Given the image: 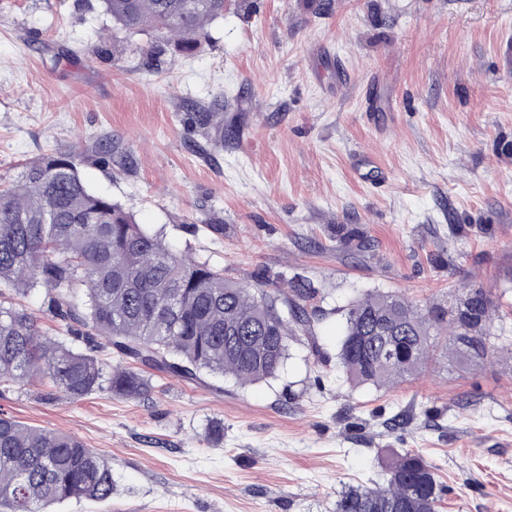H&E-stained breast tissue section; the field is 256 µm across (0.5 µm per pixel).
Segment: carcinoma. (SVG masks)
<instances>
[{
  "instance_id": "obj_1",
  "label": "carcinoma",
  "mask_w": 512,
  "mask_h": 512,
  "mask_svg": "<svg viewBox=\"0 0 512 512\" xmlns=\"http://www.w3.org/2000/svg\"><path fill=\"white\" fill-rule=\"evenodd\" d=\"M112 23L151 30L193 53L224 0H102ZM18 296L44 290L43 309L60 326L47 335L24 305L0 304V385L48 380L58 397L97 393L141 399L138 366L196 382L227 377L239 385L274 377L293 332L307 330L306 278L270 292L224 278L206 261L173 253L159 232L137 224L83 181L72 153L27 163L0 189V288ZM336 359L348 382L392 387L417 377L443 337L468 360L488 356L502 336L493 302L476 285L448 306L422 307L396 291L351 301ZM111 350L116 365L100 354ZM112 464L78 438L0 417V512H50L64 501L112 498ZM435 467L415 453L395 455L385 484L349 487L336 512H437Z\"/></svg>"
}]
</instances>
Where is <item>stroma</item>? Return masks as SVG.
<instances>
[{"label":"stroma","instance_id":"35a3bbf8","mask_svg":"<svg viewBox=\"0 0 512 512\" xmlns=\"http://www.w3.org/2000/svg\"><path fill=\"white\" fill-rule=\"evenodd\" d=\"M152 39L113 28L100 0H0V187L76 152L88 187L174 251L243 282L306 276L328 314L246 386L155 374L149 399L74 402L0 388V415L112 462L110 501L54 512H334L405 451L435 467L438 512H512V351L443 357L391 389L351 385L335 358L336 307L372 291L426 305L480 285L512 337V0H227L194 55L133 52ZM218 103L234 132L220 147L184 121ZM101 140L124 166L96 160ZM338 224L369 248H337Z\"/></svg>","mask_w":512,"mask_h":512}]
</instances>
